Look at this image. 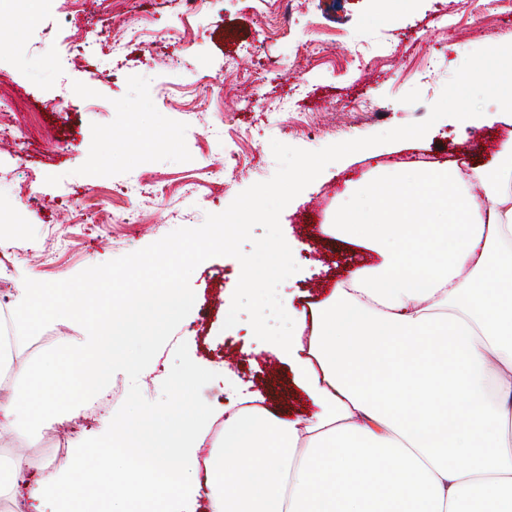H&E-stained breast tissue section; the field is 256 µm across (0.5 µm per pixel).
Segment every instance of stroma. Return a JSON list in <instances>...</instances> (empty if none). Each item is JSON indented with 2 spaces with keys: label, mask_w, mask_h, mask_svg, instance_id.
Segmentation results:
<instances>
[{
  "label": "stroma",
  "mask_w": 512,
  "mask_h": 512,
  "mask_svg": "<svg viewBox=\"0 0 512 512\" xmlns=\"http://www.w3.org/2000/svg\"><path fill=\"white\" fill-rule=\"evenodd\" d=\"M293 0L281 18L269 0H51L38 15L0 0V277L69 279L142 249L180 227L200 226L243 190L270 179V142L306 150L428 118L444 84L475 50L512 33V0ZM120 49H113V39ZM512 121L438 120L425 137L382 144L331 163L281 212L301 245L285 290L313 317L332 288L375 254L324 234L337 211L359 203L363 177L395 178L404 164L465 160L487 168ZM241 274L235 258L196 267L191 312L139 377L161 396L178 343L219 378L203 400L221 410L224 375L290 418L313 411L287 362L255 352L251 325L224 328ZM84 329L59 319L32 339L30 365ZM55 428L0 448L27 479L47 473Z\"/></svg>",
  "instance_id": "stroma-1"
}]
</instances>
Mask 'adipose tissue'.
Instances as JSON below:
<instances>
[{
  "mask_svg": "<svg viewBox=\"0 0 512 512\" xmlns=\"http://www.w3.org/2000/svg\"><path fill=\"white\" fill-rule=\"evenodd\" d=\"M489 171L412 166L401 180L364 182L365 205L324 225L374 251L350 271L314 325L277 289L281 271L244 262L254 331L290 362L315 410L287 420L237 398L224 439L207 446L215 413L187 415L182 390L132 433L113 427L110 481L85 442L32 482L22 462L0 468L13 512H512V138ZM479 181L484 196L473 195ZM59 291L21 285L15 336H0V434L25 438L74 417L117 372L149 315L175 317L188 295L144 288L111 321L37 366L16 364L28 334L53 315ZM207 460H200L201 450Z\"/></svg>",
  "mask_w": 512,
  "mask_h": 512,
  "instance_id": "adipose-tissue-1",
  "label": "adipose tissue"
}]
</instances>
